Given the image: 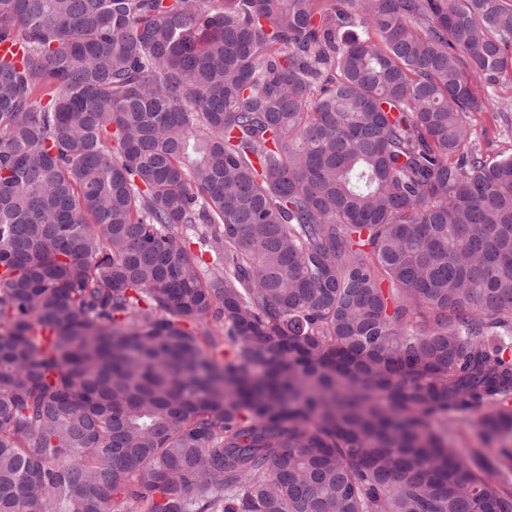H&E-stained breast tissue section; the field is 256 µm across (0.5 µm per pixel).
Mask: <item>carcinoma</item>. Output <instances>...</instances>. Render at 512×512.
<instances>
[{
  "mask_svg": "<svg viewBox=\"0 0 512 512\" xmlns=\"http://www.w3.org/2000/svg\"><path fill=\"white\" fill-rule=\"evenodd\" d=\"M5 41L0 512H512V0H0ZM510 89L502 93V100L497 106L486 108L481 112L474 114V123L476 124L478 131L486 130L485 138L481 140V144L484 148L489 151L495 152L503 147H509L510 143H505L501 136L504 131V123L500 110L508 112L509 116H512V104L510 99ZM485 410H476L457 423L454 432L448 433V446L459 455H466L469 448H485L493 456L497 452L496 445H484L482 439L481 420Z\"/></svg>",
  "mask_w": 512,
  "mask_h": 512,
  "instance_id": "cac0c4a2",
  "label": "carcinoma"
}]
</instances>
